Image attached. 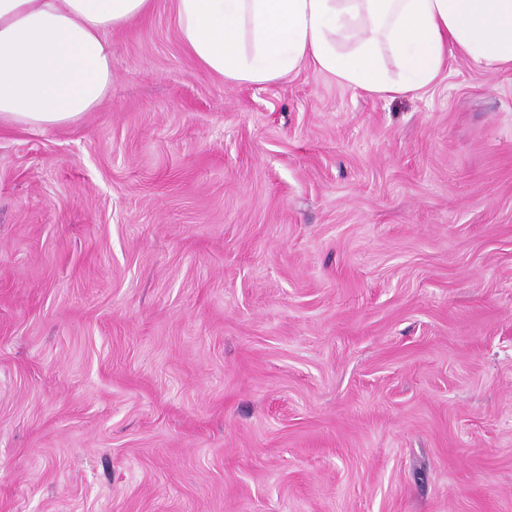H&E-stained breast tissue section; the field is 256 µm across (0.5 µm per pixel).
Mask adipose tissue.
Returning <instances> with one entry per match:
<instances>
[{
    "label": "adipose tissue",
    "mask_w": 512,
    "mask_h": 512,
    "mask_svg": "<svg viewBox=\"0 0 512 512\" xmlns=\"http://www.w3.org/2000/svg\"><path fill=\"white\" fill-rule=\"evenodd\" d=\"M150 0H0V121L67 125L112 88L107 32ZM182 42L206 70L264 85L303 62L379 97L420 91L458 54L512 67V0H176Z\"/></svg>",
    "instance_id": "obj_1"
}]
</instances>
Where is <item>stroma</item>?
Returning a JSON list of instances; mask_svg holds the SVG:
<instances>
[{
    "mask_svg": "<svg viewBox=\"0 0 512 512\" xmlns=\"http://www.w3.org/2000/svg\"><path fill=\"white\" fill-rule=\"evenodd\" d=\"M107 39L100 108L0 122V512H512V69Z\"/></svg>",
    "mask_w": 512,
    "mask_h": 512,
    "instance_id": "1",
    "label": "stroma"
}]
</instances>
